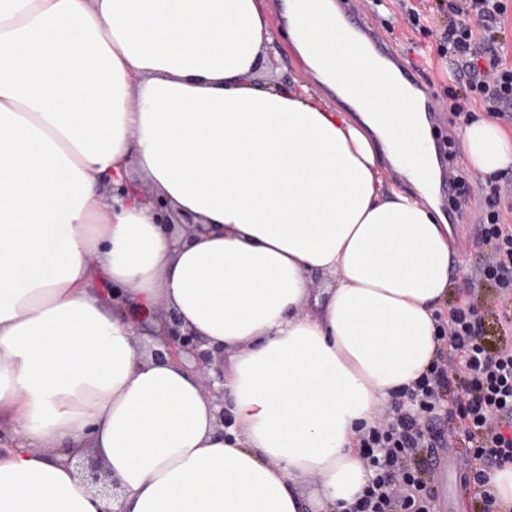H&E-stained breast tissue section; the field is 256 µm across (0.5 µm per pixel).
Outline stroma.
I'll return each instance as SVG.
<instances>
[{
	"instance_id": "obj_1",
	"label": "stroma",
	"mask_w": 512,
	"mask_h": 512,
	"mask_svg": "<svg viewBox=\"0 0 512 512\" xmlns=\"http://www.w3.org/2000/svg\"><path fill=\"white\" fill-rule=\"evenodd\" d=\"M352 18L369 24L375 35L397 51L402 70L427 88L426 103L434 157L440 169L449 170L459 190L469 194L467 213L455 225L457 246L445 309H472L482 316L483 341L490 349L512 347V336H505L492 303L500 297L491 281L470 288L477 268L493 257L491 244L484 235L482 218L497 208L503 223L512 225V168L499 177L480 178L469 173L461 155H449V146L457 145L461 124L453 110L460 86L453 78L447 58L438 54L439 36L448 23L446 15L432 9L434 0H346ZM468 442L462 433L448 438V445L436 449L433 475L438 491V512H472V488L461 481L459 473L468 467Z\"/></svg>"
}]
</instances>
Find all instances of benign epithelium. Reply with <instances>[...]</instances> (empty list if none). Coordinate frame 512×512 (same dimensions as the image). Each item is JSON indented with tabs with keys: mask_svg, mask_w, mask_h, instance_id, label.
<instances>
[{
	"mask_svg": "<svg viewBox=\"0 0 512 512\" xmlns=\"http://www.w3.org/2000/svg\"><path fill=\"white\" fill-rule=\"evenodd\" d=\"M109 196L115 205H126L136 200L143 205L162 231L177 247L188 241L205 237L214 232V228L203 223L195 216L175 210L167 198L148 192L129 176L112 174L107 182ZM106 304L112 310H120L136 330L139 345L146 339L153 341L148 355L157 363H171L185 368L196 376L205 395L211 399L218 431L225 432L234 424L233 416L224 407V348L211 343L187 327L178 314L170 309L158 307L146 314L133 305L131 286L102 285ZM85 483L104 496H119L118 482L109 480L103 464L91 453L81 455L77 462Z\"/></svg>",
	"mask_w": 512,
	"mask_h": 512,
	"instance_id": "7a95c632",
	"label": "benign epithelium"
}]
</instances>
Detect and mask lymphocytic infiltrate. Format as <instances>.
I'll return each instance as SVG.
<instances>
[{
  "instance_id": "f902f5d3",
  "label": "lymphocytic infiltrate",
  "mask_w": 512,
  "mask_h": 512,
  "mask_svg": "<svg viewBox=\"0 0 512 512\" xmlns=\"http://www.w3.org/2000/svg\"><path fill=\"white\" fill-rule=\"evenodd\" d=\"M438 7L452 15L443 40L453 56V76L463 89L456 112L467 115L475 101L484 111L501 114L512 106V69L500 68L491 37L504 13L501 0H440ZM478 55L488 57V70L475 63ZM479 336L473 311H451L448 343L461 359L458 378L436 365L413 388L394 395L389 423L370 428L362 438L372 478L365 495L347 512H435L437 493L424 459L430 443L420 432L424 417L446 418V392L453 388L458 391L459 417L468 423L470 471L478 489L474 500L481 512H499L487 485L492 469L512 462V433L504 430L512 424V348L490 353Z\"/></svg>"
}]
</instances>
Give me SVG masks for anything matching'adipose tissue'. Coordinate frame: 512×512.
I'll list each match as a JSON object with an SVG mask.
<instances>
[{
  "instance_id": "ef3b65f1",
  "label": "adipose tissue",
  "mask_w": 512,
  "mask_h": 512,
  "mask_svg": "<svg viewBox=\"0 0 512 512\" xmlns=\"http://www.w3.org/2000/svg\"><path fill=\"white\" fill-rule=\"evenodd\" d=\"M269 6L0 0V410L19 442L0 512H110L66 463L88 447L126 512H346L363 430L435 362L454 250L424 109L386 94L395 69L336 0H281L308 80L257 82ZM461 152L481 176L512 166L486 120ZM385 161L411 189L383 186ZM133 169L223 233L176 249L138 202L113 208L97 174ZM102 276L223 346L227 434L192 375L136 363Z\"/></svg>"
}]
</instances>
